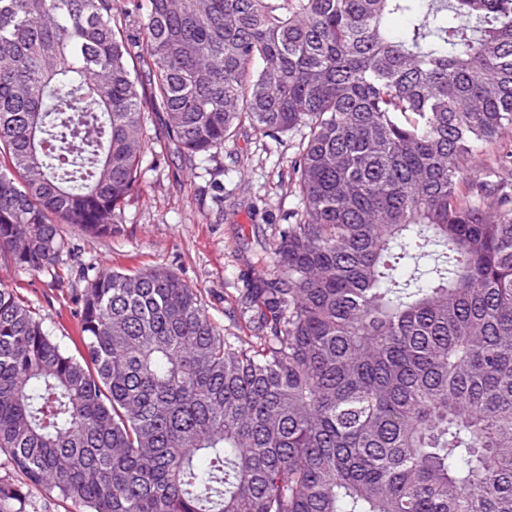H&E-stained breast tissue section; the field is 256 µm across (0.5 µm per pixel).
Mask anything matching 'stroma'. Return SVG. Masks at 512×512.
<instances>
[{
  "label": "stroma",
  "mask_w": 512,
  "mask_h": 512,
  "mask_svg": "<svg viewBox=\"0 0 512 512\" xmlns=\"http://www.w3.org/2000/svg\"><path fill=\"white\" fill-rule=\"evenodd\" d=\"M161 122V113L148 114L141 188L126 205L118 233L94 238L68 229L58 281L0 258V284L17 289L64 346L77 336L75 300L86 274L112 269L158 266L175 272L197 288L215 323L238 333L244 323L238 300L254 277L250 256L278 240L300 205L288 171L303 131L274 141L245 128L206 161L185 156L163 134Z\"/></svg>",
  "instance_id": "obj_1"
}]
</instances>
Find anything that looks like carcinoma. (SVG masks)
I'll use <instances>...</instances> for the list:
<instances>
[{
	"instance_id": "cac0c4a2",
	"label": "carcinoma",
	"mask_w": 512,
	"mask_h": 512,
	"mask_svg": "<svg viewBox=\"0 0 512 512\" xmlns=\"http://www.w3.org/2000/svg\"><path fill=\"white\" fill-rule=\"evenodd\" d=\"M0 0V257L110 237L145 120L307 129L231 336L167 269L87 281L76 352L0 284V512H512V0ZM404 20L395 32L390 23ZM118 5H121L122 10H120L119 7L118 11L115 13L117 22L122 25L123 28L127 29L130 38H136L137 40L139 38V44L134 48V52L137 53L141 50L142 45V36L139 34L138 30L137 14H135V12L131 13L132 5H128L126 1L120 0ZM124 9H126V11Z\"/></svg>"
}]
</instances>
